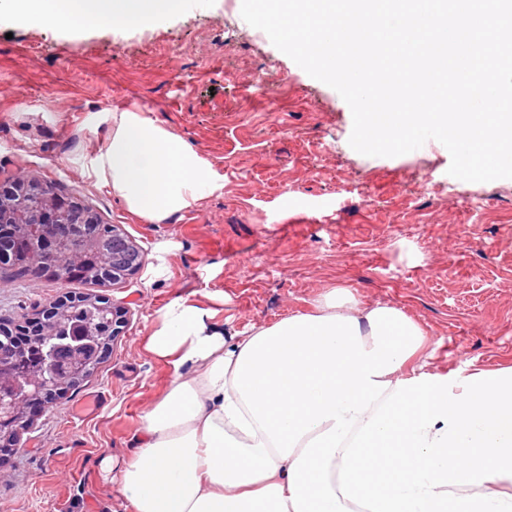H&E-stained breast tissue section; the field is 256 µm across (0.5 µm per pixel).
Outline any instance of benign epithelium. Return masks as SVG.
Here are the masks:
<instances>
[{"label":"benign epithelium","instance_id":"obj_1","mask_svg":"<svg viewBox=\"0 0 512 512\" xmlns=\"http://www.w3.org/2000/svg\"><path fill=\"white\" fill-rule=\"evenodd\" d=\"M96 217L77 196L62 197L51 184L28 174L0 177V269L27 262L41 265L54 251L64 252L73 266L87 265L113 288H123L144 266L142 248L117 224L112 225V261L104 257L107 243L95 230ZM89 303L110 308L108 334L121 335L129 313L125 303L106 297L60 296L24 326L32 336H42L49 344L41 368L15 369L0 363V429L19 430L28 405L41 402L36 393L55 386L97 360L105 341L87 342V335L74 321L75 313ZM69 319L59 336L46 335V328Z\"/></svg>","mask_w":512,"mask_h":512}]
</instances>
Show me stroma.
Returning <instances> with one entry per match:
<instances>
[{
    "instance_id": "obj_1",
    "label": "stroma",
    "mask_w": 512,
    "mask_h": 512,
    "mask_svg": "<svg viewBox=\"0 0 512 512\" xmlns=\"http://www.w3.org/2000/svg\"><path fill=\"white\" fill-rule=\"evenodd\" d=\"M262 73L274 78L265 91ZM269 94L278 112L266 111ZM125 109L183 137L223 187L162 224L131 215L87 175L108 136L107 113ZM352 126L339 93L247 24L239 0H199L167 22L124 29L0 25V170L79 195L146 260L126 287L105 290L0 276L5 323L65 292L129 309L91 376L38 412L20 449L0 458V512H128L112 466L132 456L143 416L168 384L146 340L178 297L211 311L214 330L229 337L344 287L412 317L432 372L512 367V179H456L439 144L365 156L348 143ZM463 196L474 199L471 211L459 207ZM90 392L102 407L71 414Z\"/></svg>"
}]
</instances>
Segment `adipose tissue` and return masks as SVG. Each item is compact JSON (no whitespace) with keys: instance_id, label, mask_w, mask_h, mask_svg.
<instances>
[{"instance_id":"adipose-tissue-1","label":"adipose tissue","mask_w":512,"mask_h":512,"mask_svg":"<svg viewBox=\"0 0 512 512\" xmlns=\"http://www.w3.org/2000/svg\"><path fill=\"white\" fill-rule=\"evenodd\" d=\"M182 0H0V19L73 32L163 22ZM89 174L160 223L221 178L146 113L107 115ZM208 310L165 306L147 349L171 375L119 470L129 512H512V367L449 385L417 360L403 310L345 288L224 337Z\"/></svg>"}]
</instances>
